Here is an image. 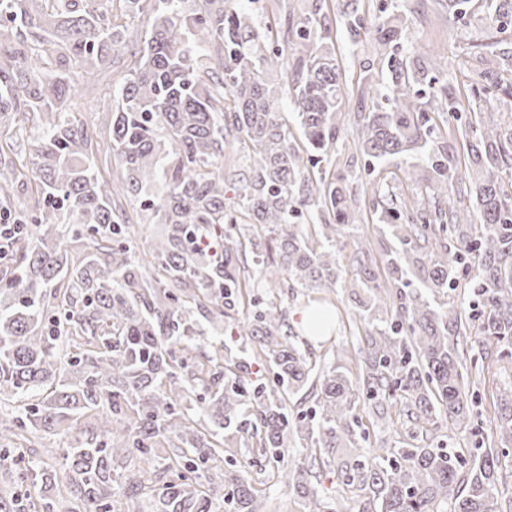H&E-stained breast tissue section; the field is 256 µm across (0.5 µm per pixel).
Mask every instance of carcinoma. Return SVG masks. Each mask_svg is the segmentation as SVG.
<instances>
[{
	"mask_svg": "<svg viewBox=\"0 0 512 512\" xmlns=\"http://www.w3.org/2000/svg\"><path fill=\"white\" fill-rule=\"evenodd\" d=\"M456 21L480 4L500 37L478 45L466 89L475 100L500 101L479 111L468 132V169L481 173L471 191L479 224L448 202V158L435 146L427 105L453 118L466 111L448 84L413 60L404 17L375 25L373 46L388 71L375 110L356 124L364 155L375 164L423 153L433 192L390 200L377 223L393 239L387 275L372 259L353 257L347 276L336 245L355 229L354 198L341 178L321 167L338 153L337 122L346 92L336 59L310 40L319 12L296 21L285 14L267 25L299 38L289 86L303 146L277 112L279 85L263 75L257 34L236 0H119L126 23L114 22V0H0V137H32L24 154L0 157V210L22 231L5 252L16 273L0 278V512H18L19 490L39 487V512H113L115 460L150 462L164 446L172 480L152 489L151 512H263L262 491L247 470L221 466L222 448L247 434L256 456L302 500L305 512H326L311 480L317 457L352 454L341 484L362 493L373 512H501L499 486L512 478V385L495 387L497 413L486 441L464 450L434 436L439 421L466 434L474 429L465 402L467 367L492 356L512 358V0H446ZM145 15L151 29L132 27ZM367 20L352 8L346 30L359 41ZM123 63L124 82L112 97L108 146L127 198L148 221L164 225L146 242L143 262L129 218L113 202V184L97 170L87 125L73 116L76 85ZM234 139L245 168L224 177V147ZM30 199L18 202L27 182ZM319 223L303 228V214ZM77 243L81 249L67 248ZM275 253L266 279L270 301L241 333L267 360L254 374L224 357L212 342L204 393L178 371L195 361L213 330L244 301L246 265ZM476 268L465 283L459 266ZM351 289L361 319L371 325L357 377L337 363H319L288 340L286 310L275 303L288 284ZM464 285L474 313L444 306L439 295ZM396 299L389 308L384 299ZM315 336L331 326L323 305L312 310ZM477 356L460 353L469 332ZM321 383L317 409L291 421L286 398L311 379ZM385 411L402 406L411 427L401 445L371 455L360 401ZM107 413L98 430L86 420ZM35 430L68 436L56 449L59 466L23 452ZM304 442L307 461L284 469L288 437ZM121 485L145 487L140 469Z\"/></svg>",
	"mask_w": 512,
	"mask_h": 512,
	"instance_id": "obj_1",
	"label": "carcinoma"
}]
</instances>
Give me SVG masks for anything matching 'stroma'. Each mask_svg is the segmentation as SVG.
Listing matches in <instances>:
<instances>
[{
  "label": "stroma",
  "instance_id": "1",
  "mask_svg": "<svg viewBox=\"0 0 512 512\" xmlns=\"http://www.w3.org/2000/svg\"><path fill=\"white\" fill-rule=\"evenodd\" d=\"M347 0H318L321 15L336 34L333 53L347 77V93L342 99L339 127V152L331 163L332 171L343 177L361 211L358 230L347 240L340 253L343 266H350L356 251H371L376 260H383L391 246L389 237L380 234L371 222V216L381 209L387 197L399 195L411 197L417 189L415 178L423 174L422 165L408 158H397L387 162L380 174V190L369 189V176L365 170V155L355 142L354 126L359 113L369 111L375 103L376 89L382 88L385 78L381 74V62L371 49L369 34H361L359 42H352L347 33L342 12ZM400 14L407 25L408 41L412 45L418 62L423 66L437 65L442 79L458 89L463 82L462 69L470 60L475 45L489 42L494 29L488 23L470 18L466 22H454L448 18L446 0H401ZM436 145L448 158V172L457 176L465 170L463 152L464 133L456 121L447 114L436 113ZM334 313L340 320L327 344L309 343L314 358H321L325 346L346 348L355 351L364 336L365 324L349 299V291L335 288L325 291ZM468 396L475 418L486 419L493 411L492 393L495 385L512 382V363L504 361L493 366L489 381H480L478 375H470ZM347 457L346 451H337L335 459L322 466L320 479L330 503L331 512H362L364 498L359 492L343 489L338 479V470ZM248 476L255 487L262 490L267 499L268 512H302L301 500L287 485L275 482L270 471L251 468Z\"/></svg>",
  "mask_w": 512,
  "mask_h": 512
}]
</instances>
